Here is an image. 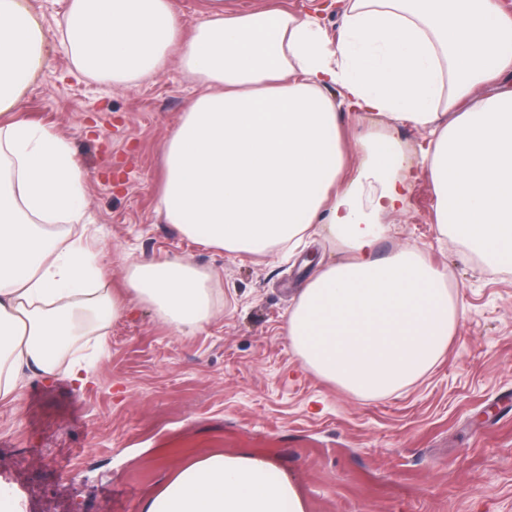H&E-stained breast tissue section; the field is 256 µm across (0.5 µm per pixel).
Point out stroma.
Returning <instances> with one entry per match:
<instances>
[{"instance_id":"stroma-1","label":"stroma","mask_w":512,"mask_h":512,"mask_svg":"<svg viewBox=\"0 0 512 512\" xmlns=\"http://www.w3.org/2000/svg\"><path fill=\"white\" fill-rule=\"evenodd\" d=\"M27 2L48 45L14 110L70 144L86 174L85 236L110 286L129 263L180 259L211 276L215 306L180 332L131 301L106 336L74 348L102 347L85 385L34 378L0 402V491L13 512H141L182 464L215 451L270 459L307 512H512V269L439 233L428 172L378 250L415 246L444 269L459 324L418 381L358 397L307 370L286 336L300 289L340 259L338 245L321 237L284 262L182 236L156 211L162 144L199 84L175 58L129 85L87 78L61 44L69 0ZM332 95L349 180L376 119Z\"/></svg>"}]
</instances>
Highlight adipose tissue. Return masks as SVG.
<instances>
[{"label":"adipose tissue","instance_id":"1","mask_svg":"<svg viewBox=\"0 0 512 512\" xmlns=\"http://www.w3.org/2000/svg\"><path fill=\"white\" fill-rule=\"evenodd\" d=\"M330 41L319 17L215 6L184 31L174 0H70L65 47L77 70L129 84L170 57L201 85L163 152L157 211L187 238L250 254L289 253L327 232L349 258L319 270L288 313V344L321 380L360 396L400 390L444 354L459 310L421 250L378 256L388 217L415 178L390 133L367 134L343 184L340 88L350 108L426 130L421 151L441 233L512 267V13L498 0H338ZM27 7L0 0V400L62 362L126 308L107 267L66 243L86 221L85 173L69 144L12 116L40 59ZM61 230H54V223ZM189 262L133 264L129 294L178 330L214 309ZM128 294V295H129ZM142 512H305L269 459L214 453L187 462Z\"/></svg>","mask_w":512,"mask_h":512}]
</instances>
